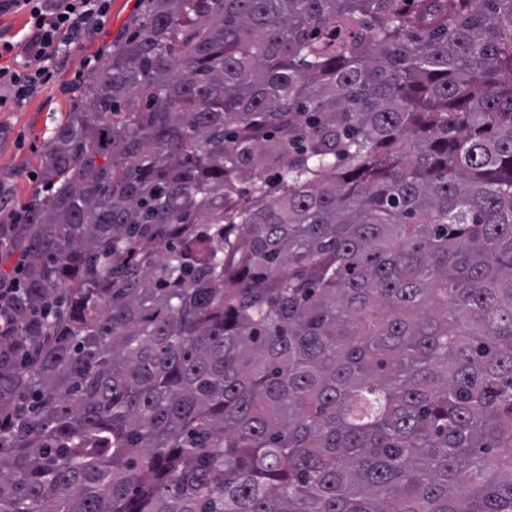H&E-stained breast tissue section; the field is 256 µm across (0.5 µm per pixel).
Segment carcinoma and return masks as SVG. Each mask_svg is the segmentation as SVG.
Returning a JSON list of instances; mask_svg holds the SVG:
<instances>
[{
	"label": "carcinoma",
	"instance_id": "cac0c4a2",
	"mask_svg": "<svg viewBox=\"0 0 512 512\" xmlns=\"http://www.w3.org/2000/svg\"><path fill=\"white\" fill-rule=\"evenodd\" d=\"M40 172L0 512H512V0H142Z\"/></svg>",
	"mask_w": 512,
	"mask_h": 512
}]
</instances>
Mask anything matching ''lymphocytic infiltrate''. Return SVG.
<instances>
[{
  "label": "lymphocytic infiltrate",
  "instance_id": "f902f5d3",
  "mask_svg": "<svg viewBox=\"0 0 512 512\" xmlns=\"http://www.w3.org/2000/svg\"><path fill=\"white\" fill-rule=\"evenodd\" d=\"M23 13L21 41L0 39V108L18 105L52 79L59 60L90 27L103 25L107 0H0V17Z\"/></svg>",
  "mask_w": 512,
  "mask_h": 512
}]
</instances>
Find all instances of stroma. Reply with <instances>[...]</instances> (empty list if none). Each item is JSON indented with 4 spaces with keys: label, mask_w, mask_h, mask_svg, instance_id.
I'll list each match as a JSON object with an SVG mask.
<instances>
[{
    "label": "stroma",
    "mask_w": 512,
    "mask_h": 512,
    "mask_svg": "<svg viewBox=\"0 0 512 512\" xmlns=\"http://www.w3.org/2000/svg\"><path fill=\"white\" fill-rule=\"evenodd\" d=\"M138 5L139 0H110L103 27L62 59L55 81L20 106L0 110V193L22 203L44 193L39 156L48 131L69 111L80 79L91 75L85 60L105 61L108 46L132 30Z\"/></svg>",
    "instance_id": "35a3bbf8"
}]
</instances>
